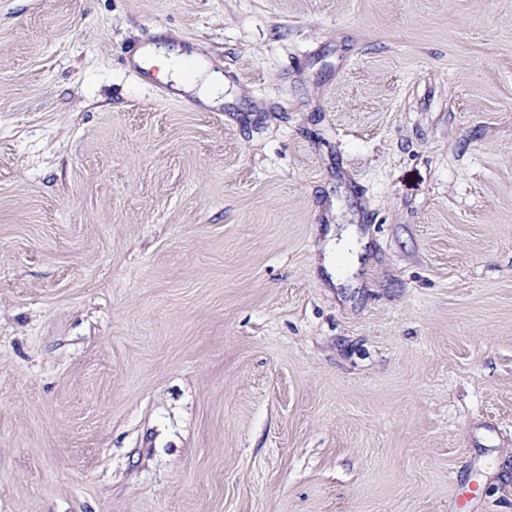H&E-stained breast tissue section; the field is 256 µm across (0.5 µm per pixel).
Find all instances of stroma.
<instances>
[{"mask_svg":"<svg viewBox=\"0 0 512 512\" xmlns=\"http://www.w3.org/2000/svg\"><path fill=\"white\" fill-rule=\"evenodd\" d=\"M470 490L512 512V0H0V512ZM168 53V54H167ZM155 63L160 66L161 73L163 75H169L174 81V87L177 89H183L185 91H191L195 88L196 83H186L183 81V65L190 59L197 58L194 53L187 54L181 52L179 49L171 52H167L164 47L149 46L144 50L145 56L157 55ZM196 70L201 82L195 93L198 99L206 106H216L224 102V76L212 70L209 64L200 66L196 63Z\"/></svg>","mask_w":512,"mask_h":512,"instance_id":"35a3bbf8","label":"stroma"}]
</instances>
